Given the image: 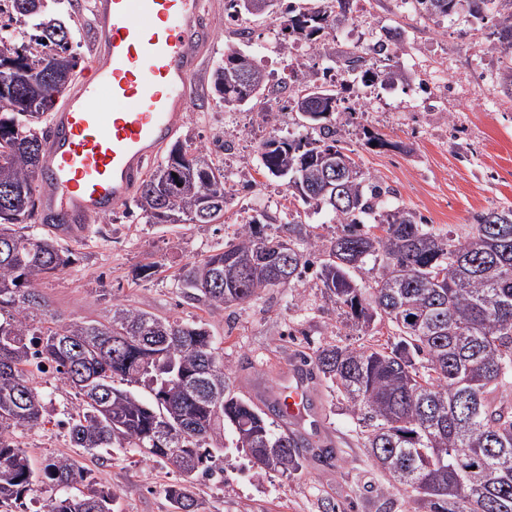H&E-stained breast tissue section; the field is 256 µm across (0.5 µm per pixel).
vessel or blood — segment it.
<instances>
[{
  "mask_svg": "<svg viewBox=\"0 0 512 512\" xmlns=\"http://www.w3.org/2000/svg\"><path fill=\"white\" fill-rule=\"evenodd\" d=\"M92 10V64L51 115L39 178L50 224L73 241L131 199L184 122L213 36L203 0H93ZM278 398L288 422L309 419L304 382Z\"/></svg>",
  "mask_w": 512,
  "mask_h": 512,
  "instance_id": "vessel-or-blood-1",
  "label": "vessel or blood"
}]
</instances>
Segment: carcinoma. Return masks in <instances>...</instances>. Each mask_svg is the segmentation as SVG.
Returning a JSON list of instances; mask_svg holds the SVG:
<instances>
[{
	"label": "carcinoma",
	"instance_id": "carcinoma-1",
	"mask_svg": "<svg viewBox=\"0 0 512 512\" xmlns=\"http://www.w3.org/2000/svg\"><path fill=\"white\" fill-rule=\"evenodd\" d=\"M11 0L18 32L0 33V512H14L34 491L36 468L20 448L18 432L39 425L44 403L26 367L49 366L81 398L70 417L72 447L109 452L134 448L174 465L181 481L168 489L174 512H202L199 479L215 474L216 432L230 429L235 447L259 471L303 466L323 449L286 431L232 390L223 354L205 323H183L148 311L115 307L112 316L43 327L50 313L43 280L72 264L57 237L36 236L41 224L37 179L47 142L43 116L73 81L81 53L69 28L46 16L48 3ZM281 32L292 42L325 48L331 32L351 19V0H321L304 10L273 0ZM428 18L462 12L484 20L498 15L494 46L505 57L496 83L512 98V0H411ZM227 18L246 22L244 0H227ZM385 40L368 53L352 50L344 70L374 74L375 59L389 61L381 76L397 78ZM224 58L249 73L247 83L226 77L221 62L211 92L226 108L256 105L268 87L265 69L231 45ZM349 88L311 85L297 74L279 84L276 103L302 118L319 137L275 134L263 143L267 177H289L306 204L326 208L336 232L325 238L295 212L283 237L252 218L224 249L181 268L183 298L212 307L246 304L268 289L293 288L316 265L324 298L342 322L373 338L358 346L325 343L312 372L335 394L354 425L357 442L393 483L411 489L416 512H512V208L476 217L465 240L428 226L422 216L393 207L394 191L339 146L333 115ZM224 167L188 141H175L140 185L137 207L152 224H215L227 202ZM373 262L371 282L351 272ZM145 383L148 403L115 379ZM43 476L58 492L43 512H112L113 496L95 487L73 455L55 457Z\"/></svg>",
	"mask_w": 512,
	"mask_h": 512
}]
</instances>
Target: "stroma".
<instances>
[{
	"instance_id": "1",
	"label": "stroma",
	"mask_w": 512,
	"mask_h": 512,
	"mask_svg": "<svg viewBox=\"0 0 512 512\" xmlns=\"http://www.w3.org/2000/svg\"><path fill=\"white\" fill-rule=\"evenodd\" d=\"M204 4L213 44L204 53L196 104L175 137L194 138L206 153L229 142L221 157L227 171L255 167L271 128L295 135L301 129L285 109L266 114L248 105L230 111L216 104L211 73L225 47L239 40L236 25L224 18V0ZM495 22L491 14L481 22L463 14L451 20L425 19L401 0H369L368 25L376 30L395 27L401 33L395 50L399 78L391 84L353 78L361 95L349 101L353 115L341 137L342 147L365 171L394 189L396 205L463 238L471 233L478 213L512 206V98L491 86L500 58L489 38ZM247 25L251 39L239 43L261 61L274 84L295 71L312 80L326 71L341 72V55L353 47L345 23L329 50L304 57L284 48L275 17L259 16ZM367 103L372 111H364ZM366 126L393 141L394 149L364 147ZM228 190L220 224H152L135 201L117 206L111 216L92 224L84 240L67 242L75 255L73 264L45 280L41 292L60 324L101 321L116 306L208 324L234 392L261 406L277 395L291 369L299 367L300 353L325 342L355 346L363 338L344 326L311 275L295 289L271 288L229 308L183 300L177 274L185 263L223 248L247 219L265 213L281 225L299 207L282 178H264L259 186L241 180ZM28 376L43 396L45 420L21 433L18 441L40 468L70 453L62 421L75 412L80 398L51 369L32 365ZM309 391L319 422L303 424L301 430L314 444L335 449L331 464L311 460L294 472L259 475L244 452L231 447V433H224V448L216 454L221 472L199 487L206 512H323L326 502L338 504L340 512H410L408 493L389 483L358 447L349 416L322 385L310 384ZM83 461L97 486L112 492L114 512H172L166 489L180 479L173 466L130 448L112 449L104 463L88 455Z\"/></svg>"
}]
</instances>
